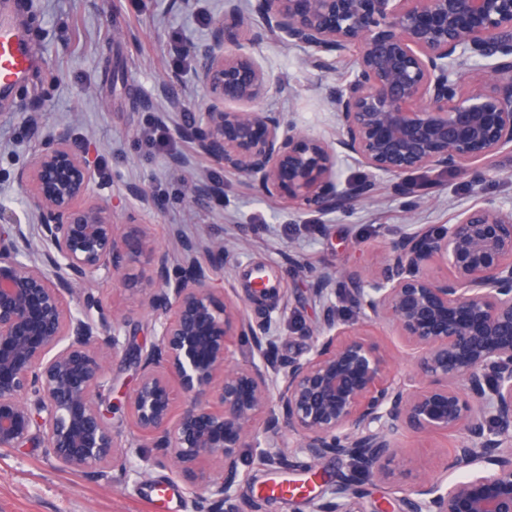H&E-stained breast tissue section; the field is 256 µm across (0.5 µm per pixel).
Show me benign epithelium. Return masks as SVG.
I'll return each instance as SVG.
<instances>
[{
  "label": "benign epithelium",
  "mask_w": 512,
  "mask_h": 512,
  "mask_svg": "<svg viewBox=\"0 0 512 512\" xmlns=\"http://www.w3.org/2000/svg\"><path fill=\"white\" fill-rule=\"evenodd\" d=\"M210 25L195 77L206 98L177 138L267 196L288 190L298 211L354 208L377 177L435 170L486 178L512 153V0H253L230 37ZM268 37L327 67L355 51L333 92L338 134H307L258 103L269 81L251 47ZM483 64L486 86L464 76ZM366 170L356 189L339 163ZM38 224H0V448L34 440L63 467L99 479L154 448L187 482L194 512H222L256 466L286 467L289 449L345 468L303 498L307 512H512V211L487 196L452 222L415 225L376 259L379 275L346 276L359 321L336 305V276L315 290L319 323L306 351L279 356L284 311L254 320L245 299L213 287L224 242L158 248L136 215L121 224L93 197L94 170L57 128L17 173ZM118 281L154 319L135 345L125 314L92 293ZM379 328L408 351L397 375L368 339ZM249 341L250 361L238 360ZM139 373L112 429L110 361ZM454 441L442 475H422L395 502L367 504L362 485L386 477L407 435Z\"/></svg>",
  "instance_id": "obj_1"
}]
</instances>
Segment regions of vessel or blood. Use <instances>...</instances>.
I'll return each mask as SVG.
<instances>
[{
    "mask_svg": "<svg viewBox=\"0 0 512 512\" xmlns=\"http://www.w3.org/2000/svg\"><path fill=\"white\" fill-rule=\"evenodd\" d=\"M35 66L28 32L0 13V99L11 98Z\"/></svg>",
    "mask_w": 512,
    "mask_h": 512,
    "instance_id": "b4317fda",
    "label": "vessel or blood"
}]
</instances>
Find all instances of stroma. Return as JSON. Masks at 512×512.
Instances as JSON below:
<instances>
[{"mask_svg": "<svg viewBox=\"0 0 512 512\" xmlns=\"http://www.w3.org/2000/svg\"><path fill=\"white\" fill-rule=\"evenodd\" d=\"M223 10L224 0H31L29 10L15 13L17 24L31 33L39 67L26 87L0 105V205L13 219L36 223L16 175L42 136L70 126L74 149L95 170L94 195L111 206L117 221L137 206L132 189L145 188L163 199L161 209L141 215L161 247H170L174 227L189 239L223 240L229 258L215 287L246 296L252 271L263 270L270 292L247 311L258 319L288 306L280 354L293 356L306 346L303 332L321 317L314 272L367 274L372 256L387 249L394 231L447 223L478 192L512 207V155L496 159L495 172L481 187L450 175L439 191L418 199L385 178L374 197L326 217L291 210L285 199L265 197L204 158L187 172L173 170L169 156L183 151L184 143L172 137L152 149L144 135L157 117L172 121L203 103L205 91L193 78L195 48ZM253 53L273 82L261 108L284 113L311 135L334 139L336 108L326 90L340 82L350 61L317 70L304 49L272 39L257 43ZM215 176L224 181L222 199L192 204L189 183ZM94 293L131 311L132 336L150 344L151 314L118 283H97ZM403 448L413 468L390 465L388 480L367 484L368 501L409 485L415 471L435 470L451 444L412 436ZM155 456V449H144L125 479L107 484L62 468L40 444L0 450V512H152L146 501L152 483L175 479Z\"/></svg>", "mask_w": 512, "mask_h": 512, "instance_id": "35a3bbf8", "label": "stroma"}]
</instances>
